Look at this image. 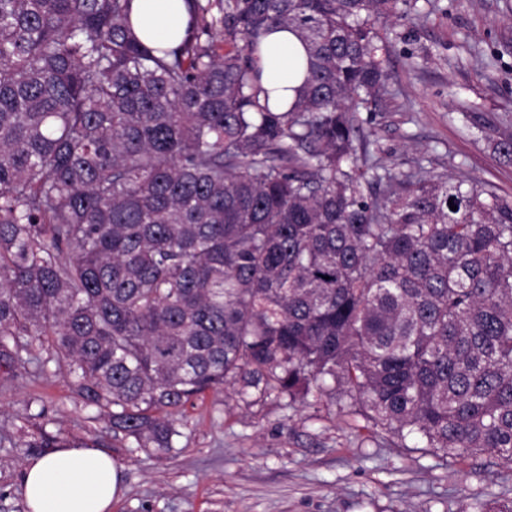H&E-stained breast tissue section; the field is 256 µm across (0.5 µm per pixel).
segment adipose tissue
Here are the masks:
<instances>
[{
	"instance_id": "adipose-tissue-1",
	"label": "adipose tissue",
	"mask_w": 512,
	"mask_h": 512,
	"mask_svg": "<svg viewBox=\"0 0 512 512\" xmlns=\"http://www.w3.org/2000/svg\"><path fill=\"white\" fill-rule=\"evenodd\" d=\"M132 24L145 42L179 43L188 22L186 0H134ZM273 111L289 109L306 74L305 49L289 28L268 35L259 54ZM123 466L97 448H58L29 460L23 494L30 512H110L123 495Z\"/></svg>"
}]
</instances>
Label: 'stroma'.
<instances>
[{
	"mask_svg": "<svg viewBox=\"0 0 512 512\" xmlns=\"http://www.w3.org/2000/svg\"><path fill=\"white\" fill-rule=\"evenodd\" d=\"M378 32L391 108L360 117L383 162L419 161L512 197V164L464 117L478 110L512 131V0H417ZM29 349L26 367H0V512H28L23 468L46 434L98 443L124 464L112 512H474L512 500V465L400 447L342 395L249 405L233 388L210 392L186 405L176 453L133 451L44 347Z\"/></svg>",
	"mask_w": 512,
	"mask_h": 512,
	"instance_id": "35a3bbf8",
	"label": "stroma"
}]
</instances>
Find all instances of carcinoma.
Listing matches in <instances>:
<instances>
[{
    "label": "carcinoma",
    "mask_w": 512,
    "mask_h": 512,
    "mask_svg": "<svg viewBox=\"0 0 512 512\" xmlns=\"http://www.w3.org/2000/svg\"><path fill=\"white\" fill-rule=\"evenodd\" d=\"M397 2L187 0L163 48L133 0H0V363L47 344L137 450L237 384L512 464V199L383 165L358 115L385 103ZM282 25L307 73L274 112L257 61Z\"/></svg>",
    "instance_id": "obj_1"
}]
</instances>
